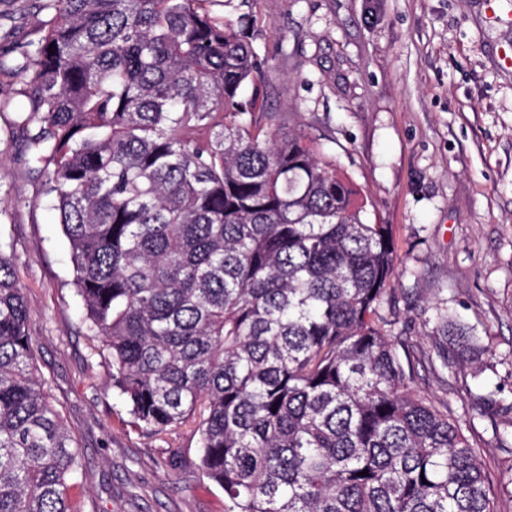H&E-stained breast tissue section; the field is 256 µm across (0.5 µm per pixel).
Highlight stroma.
I'll return each mask as SVG.
<instances>
[{
  "label": "stroma",
  "instance_id": "1",
  "mask_svg": "<svg viewBox=\"0 0 512 512\" xmlns=\"http://www.w3.org/2000/svg\"><path fill=\"white\" fill-rule=\"evenodd\" d=\"M269 59L267 111L317 143L391 225L393 335L430 352L425 318L465 324L449 348L473 393L512 400V0H254ZM38 0H0V43L37 38ZM0 251L28 301L34 362L86 452L84 512H223L192 427L148 435L119 425L112 366L72 284L68 242L18 123L27 99L0 75ZM412 388L448 400L470 441L491 418L420 371Z\"/></svg>",
  "mask_w": 512,
  "mask_h": 512
}]
</instances>
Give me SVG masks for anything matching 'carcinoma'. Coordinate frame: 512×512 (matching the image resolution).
Listing matches in <instances>:
<instances>
[{
  "label": "carcinoma",
  "mask_w": 512,
  "mask_h": 512,
  "mask_svg": "<svg viewBox=\"0 0 512 512\" xmlns=\"http://www.w3.org/2000/svg\"><path fill=\"white\" fill-rule=\"evenodd\" d=\"M201 2L39 0V38L0 52L125 424L193 425L224 512H500L481 458L511 472L512 431L484 448L411 388L420 366L448 385L471 330L438 316L420 357L391 335V226L265 111L263 21ZM29 323L0 251V512H80L87 462Z\"/></svg>",
  "instance_id": "obj_1"
}]
</instances>
